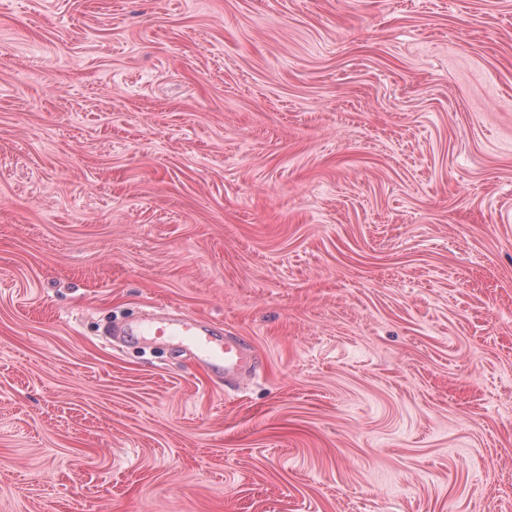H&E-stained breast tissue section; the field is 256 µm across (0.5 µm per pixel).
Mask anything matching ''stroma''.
Wrapping results in <instances>:
<instances>
[{
    "mask_svg": "<svg viewBox=\"0 0 512 512\" xmlns=\"http://www.w3.org/2000/svg\"><path fill=\"white\" fill-rule=\"evenodd\" d=\"M0 512H512V0H0ZM246 337L228 387L105 328Z\"/></svg>",
    "mask_w": 512,
    "mask_h": 512,
    "instance_id": "obj_1",
    "label": "stroma"
}]
</instances>
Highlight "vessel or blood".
<instances>
[{"mask_svg":"<svg viewBox=\"0 0 512 512\" xmlns=\"http://www.w3.org/2000/svg\"><path fill=\"white\" fill-rule=\"evenodd\" d=\"M122 336L154 341L173 340L191 348L200 364L223 374L225 382L239 384L256 375L259 359L251 344L237 336L218 338L203 321L164 307L145 314L136 324H121Z\"/></svg>","mask_w":512,"mask_h":512,"instance_id":"1","label":"vessel or blood"}]
</instances>
